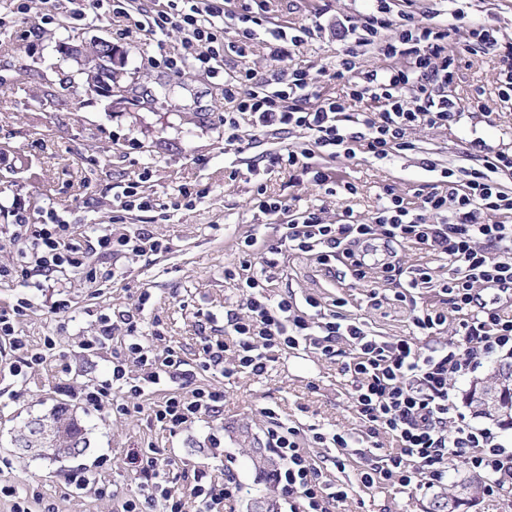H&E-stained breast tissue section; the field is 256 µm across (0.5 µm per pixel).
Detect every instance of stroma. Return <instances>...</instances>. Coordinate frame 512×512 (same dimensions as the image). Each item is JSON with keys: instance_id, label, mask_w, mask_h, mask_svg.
<instances>
[{"instance_id": "1", "label": "stroma", "mask_w": 512, "mask_h": 512, "mask_svg": "<svg viewBox=\"0 0 512 512\" xmlns=\"http://www.w3.org/2000/svg\"><path fill=\"white\" fill-rule=\"evenodd\" d=\"M273 23L303 24L322 11V31L292 58H267L261 40H254L245 65L272 76L291 64L321 66L335 62L346 47L335 35L342 15L364 11V0H270ZM12 15L0 29V308L28 300L30 307L18 328L34 347L44 337L58 341L46 362L24 377L12 375L9 361L0 358V483L13 486L14 496L0 498V512H13L23 502L30 512H118L138 481L127 459L132 452L153 448L169 458L176 470L201 469L209 476L232 472L241 494L238 512H249L251 494L272 493L265 472L255 469L247 447L237 444L232 428L250 427L263 439L267 421L261 407H277L283 422L301 429L300 443L319 465L344 456V470L331 476L347 483V499L335 512H429L432 492L416 491L384 481L366 488L357 471L363 463L354 449L321 448L313 444L308 426L318 425L349 433L361 430L352 409L350 383L338 364L298 350L279 359L260 376L225 379L202 374L194 384L212 385L224 391V412L205 417L190 427L169 433L151 419L148 410L113 412L111 407L86 404L81 392L112 377V355L119 344L87 352L83 337L95 335L102 315L133 307L142 290L152 294L141 328L161 330L174 344L193 347L200 341L197 323L214 316L223 325L225 309L241 298L235 282L224 270L238 261L239 237L278 238L276 220L259 213L251 203L258 186L279 196L291 208L323 211L335 219L341 206L368 217L377 206L384 185L406 194L433 183L436 173L427 171L423 159L443 167L464 164V140L483 138L488 145L512 146V102H501L497 76L503 66L494 54H465L459 78L448 93L462 102L481 101L493 114L466 115L461 124L447 130L417 133L418 151L380 162L360 155L340 158L333 167L341 180L356 186V194L343 198L308 183L296 186L287 170L271 174L249 173L248 166L273 147L269 137L253 140L243 154L227 152L224 144V90L221 79L190 72L169 78L156 64L160 50L180 46V34L165 44L143 32H127L123 19L91 7L83 17L53 14L44 0H32L30 11H13L10 0H0V12ZM53 14L45 23V14ZM105 38L124 52L123 65L112 68V81L134 95L138 103L126 108L114 101L66 85L65 77L79 68L76 59L59 50L61 43H87ZM141 182L145 193L158 202L161 219L125 210L122 192L131 182ZM190 192L193 204L185 206L182 194ZM23 207L28 223L40 224L52 208L74 226L80 241H95L103 231L128 233L147 229L162 238L164 251L138 255L126 251L93 257L82 269L67 268L44 276L25 264L13 235L16 207ZM291 292L296 298L312 295L322 305L344 298V314L365 323L387 337L412 336L416 329L406 302L391 301L381 309L367 305V290L342 286L319 272L305 254L289 253L275 270L272 294ZM69 302V310L56 314V299ZM59 402L77 408L90 430V447L80 456L57 461L19 454L10 444L18 418L46 413ZM78 467L96 470L108 490L73 493L68 473Z\"/></svg>"}]
</instances>
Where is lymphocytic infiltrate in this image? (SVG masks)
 <instances>
[{
    "instance_id": "lymphocytic-infiltrate-1",
    "label": "lymphocytic infiltrate",
    "mask_w": 512,
    "mask_h": 512,
    "mask_svg": "<svg viewBox=\"0 0 512 512\" xmlns=\"http://www.w3.org/2000/svg\"><path fill=\"white\" fill-rule=\"evenodd\" d=\"M230 0H167L164 9L147 12L133 0H112L114 15L129 26L153 36L176 31L183 50L169 54L164 64L172 78L201 70L224 79V141L226 150L241 154L254 137L295 131L308 137L310 148H290L263 155L265 171L289 169L294 183L303 179L334 186L336 195L355 194L356 188L331 176L324 160L355 158L363 153L376 160L416 151L417 130L459 124L465 109L448 95L462 52L480 48L498 54L504 64L497 77L501 101L512 100V38L494 21L469 19L463 8L451 10V24L426 23L412 9L413 0H372L359 17L336 21V38L346 42L328 77L343 82L339 97H319L309 67L294 66L273 79L256 68L225 70L226 59L247 55L249 43L266 35L271 57L295 52L320 30V22L269 25L255 0V12L235 15ZM239 18L244 28L237 40L224 38L225 19ZM373 51L381 66L363 68L360 58ZM370 100L368 112L351 111V104ZM249 131H242V120ZM466 165L445 166L438 183L408 199L395 186L383 188L381 203L370 219L342 209L327 222L316 212L288 211L282 200L258 189L256 209L272 218L288 214L279 237L266 244L258 258L253 235L237 243L238 261L225 269L226 279L244 288L243 300L225 310L224 326L202 337L192 352L173 345L161 332L143 335L141 316L151 303L142 291L134 308L103 316L97 335L84 338L86 351L103 348L115 331H122L124 350L112 363V378L86 390L92 405L111 403L120 413L145 392L163 387L167 393L154 403L151 418L160 429L176 432L198 419L224 411V392L212 385L191 386L193 372L224 378L262 375L279 355L303 347L340 363L354 379L353 410L367 437L391 436L393 446L383 456L368 458L358 473L366 487L389 481L404 488L430 489L443 483L448 467L464 460L470 470L489 476L487 494L512 490V448L497 442L490 431L471 427L452 416L450 381L476 367L481 359L512 353V300H485L490 284L512 286V224L502 215L512 213V188L501 178L512 173V149L493 148L479 138L465 140ZM16 237L25 240L40 266L78 269L88 251L73 238L56 211L46 213L38 229L16 216ZM382 239L446 260L448 277L434 279L429 268H411L400 260L373 268L361 260L367 244ZM298 251L314 257L324 276L335 278L342 263L355 284L385 282L394 285V298L414 299L420 290L434 291L435 303L414 310L417 336L390 338L366 330L362 322L343 314V299L325 307L313 297L297 302L286 292L271 298L268 288L277 255ZM18 301L0 310V341L4 342L16 374L42 364L54 350L53 337L32 348L17 335L14 319L27 310ZM460 317L457 340L429 344V337L447 332L449 313ZM265 445L279 461L272 472L280 496L278 512H332L335 502L348 495L345 485L333 482L302 448L297 427L281 421L275 407L264 406ZM140 479L136 492L121 504V512H145L149 503L161 512H230L240 486L233 475L206 479L203 472H176L158 452L134 457Z\"/></svg>"
}]
</instances>
